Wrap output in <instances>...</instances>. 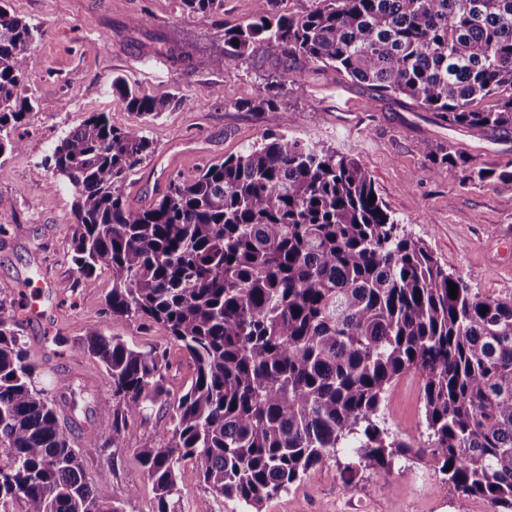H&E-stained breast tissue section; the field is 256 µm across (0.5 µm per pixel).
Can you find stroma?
Listing matches in <instances>:
<instances>
[{"label":"stroma","instance_id":"35a3bbf8","mask_svg":"<svg viewBox=\"0 0 512 512\" xmlns=\"http://www.w3.org/2000/svg\"><path fill=\"white\" fill-rule=\"evenodd\" d=\"M12 14L41 29L33 45L29 92L45 108L19 128L24 148L7 156L0 179V298L20 303L40 298L38 318H23L34 377L51 398L64 389L80 397L67 412L87 476L97 493L125 512H153L155 493L137 450L152 445L168 421L162 407L139 421L120 448H88L83 436L97 424L98 404L110 397L104 368L76 344L102 319L112 275L101 269L91 287L77 284L69 229L72 195L50 187L44 159L70 130L92 113L114 126L137 124L113 77L171 104L146 129L157 153L123 186L133 202L154 197L171 176L207 160L238 154L270 133L332 147L358 160L403 232L421 241L448 272L465 278L480 296L512 302V185L467 184L460 169L433 163L423 142L448 143L473 166L512 167V136L489 141L449 129L434 113L406 98L374 93L329 68L292 65L288 92L275 112L242 109L257 97L272 63L264 56L216 65L225 28L253 19V0H224L221 13L183 14L178 0H10ZM145 25H137V18ZM195 37L190 59L154 56L155 48L179 43L184 29ZM298 122L283 128L281 115ZM109 334L136 350L168 349L166 383L180 393L191 376L188 359L172 347L165 328L139 319L109 323ZM406 440L411 453L391 469L359 465L350 449L326 458L315 476L295 482L265 501L261 512H495L482 498L459 501L431 447L417 373L403 375L387 391L376 419ZM179 512H246L244 505L211 492L192 463L179 473Z\"/></svg>","mask_w":512,"mask_h":512}]
</instances>
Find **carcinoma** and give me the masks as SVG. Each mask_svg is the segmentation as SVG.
<instances>
[{
  "instance_id": "obj_1",
  "label": "carcinoma",
  "mask_w": 512,
  "mask_h": 512,
  "mask_svg": "<svg viewBox=\"0 0 512 512\" xmlns=\"http://www.w3.org/2000/svg\"><path fill=\"white\" fill-rule=\"evenodd\" d=\"M276 2L255 0L251 22L224 29L217 62L262 52L285 66L250 110L274 109L288 62L299 61L405 96L450 127L512 134V0H314L298 16ZM8 4L0 0V157L23 149L14 131L45 109L26 85L39 29ZM179 4L192 15L224 8ZM112 91L145 122L168 105L121 77ZM422 151L461 168L465 183L512 185V169H477L453 144ZM154 152L143 125L118 128L95 112L47 158L74 196L78 279L91 286L97 270L112 272L104 321L79 345L111 385L85 447H121L160 404L168 426L137 449L154 512H178L187 460L213 491L260 512L351 437L367 467L407 453L374 418L387 387L412 370L459 499L512 512V302L480 297L401 233L368 171L334 148L271 134L134 206L123 185ZM129 318L163 325L188 358L182 395L170 397L165 353L106 334ZM12 502L23 512H124L86 479L55 401L35 384L19 307L0 300V507Z\"/></svg>"
}]
</instances>
